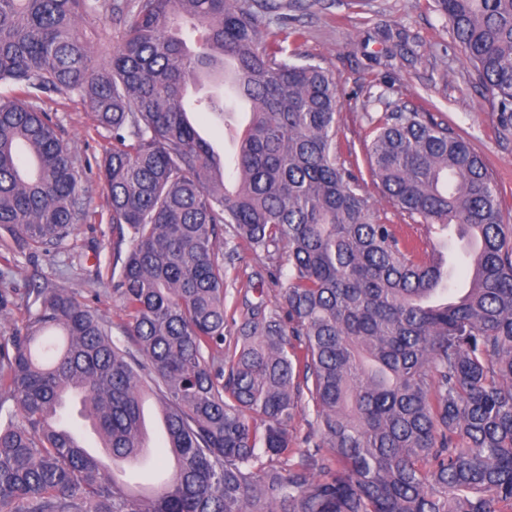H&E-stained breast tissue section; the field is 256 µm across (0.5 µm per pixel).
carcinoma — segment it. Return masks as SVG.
I'll return each mask as SVG.
<instances>
[{
  "label": "carcinoma",
  "instance_id": "carcinoma-1",
  "mask_svg": "<svg viewBox=\"0 0 512 512\" xmlns=\"http://www.w3.org/2000/svg\"><path fill=\"white\" fill-rule=\"evenodd\" d=\"M512 125V0H435ZM288 0H0V228L31 252L84 220L82 174L34 97L86 98L112 131L100 176L130 248L113 288L125 340L67 289L35 283L23 330L0 336V512H512V224L497 183L448 125L400 108L372 121L383 197L422 227L371 214L336 153V78L270 30ZM123 24L90 67L81 23ZM232 67L250 104L232 184L188 111L189 87ZM469 237L470 287L450 298L429 231ZM267 261L280 301H244L224 352V234ZM288 254V265L282 264ZM166 423L170 477L118 478ZM13 407H4L5 399ZM312 415L319 442L290 430Z\"/></svg>",
  "mask_w": 512,
  "mask_h": 512
}]
</instances>
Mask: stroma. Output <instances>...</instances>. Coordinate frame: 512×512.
Returning <instances> with one entry per match:
<instances>
[{"mask_svg":"<svg viewBox=\"0 0 512 512\" xmlns=\"http://www.w3.org/2000/svg\"><path fill=\"white\" fill-rule=\"evenodd\" d=\"M288 22L304 33L295 52L336 78L337 151L361 172L375 219L399 227L408 222L382 197L369 172L371 120L402 106L424 105L436 120L461 132L481 155L496 180L504 221L512 224V126H502L492 112L434 0H301L300 7L289 11ZM81 28L93 51V65H101L106 49L121 38V25L99 14ZM383 28L400 29L409 36L406 58L395 59L389 67L376 62L387 52V44L368 38ZM35 103L53 114L63 142L76 152L83 171L86 218L59 249L16 250L0 257V294L10 300V315L0 320V330L9 333L24 327L35 306L31 281L41 278L65 286L111 322L113 337L122 338L128 318L112 294V268L116 251H128L130 244L120 241L110 222L109 196L98 177V164L112 147V134L98 125L89 102L78 94H43Z\"/></svg>","mask_w":512,"mask_h":512,"instance_id":"35a3bbf8","label":"stroma"}]
</instances>
